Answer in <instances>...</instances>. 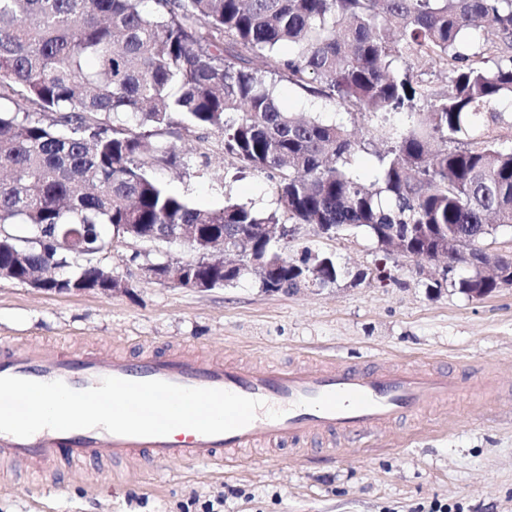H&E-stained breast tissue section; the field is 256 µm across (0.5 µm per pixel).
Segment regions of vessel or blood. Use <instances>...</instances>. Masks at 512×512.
Wrapping results in <instances>:
<instances>
[{"label":"vessel or blood","instance_id":"obj_1","mask_svg":"<svg viewBox=\"0 0 512 512\" xmlns=\"http://www.w3.org/2000/svg\"><path fill=\"white\" fill-rule=\"evenodd\" d=\"M0 377L60 380L77 391L99 386L106 377L160 380L186 388L221 389L265 403L250 424L217 435L184 428L165 436H130L101 427L66 432L43 429L27 438L0 433V457L38 470L62 454L87 464L104 456L116 461L142 458L156 464L176 458L219 468L236 462L238 453L249 448L297 444L312 437H363L445 401L449 394H481L480 386L431 369L365 367L341 361L325 368H257L185 348L135 358L105 357L91 350L74 353L3 339ZM271 407L281 410L280 418L268 417Z\"/></svg>","mask_w":512,"mask_h":512}]
</instances>
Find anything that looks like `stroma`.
<instances>
[{
  "label": "stroma",
  "instance_id": "stroma-1",
  "mask_svg": "<svg viewBox=\"0 0 512 512\" xmlns=\"http://www.w3.org/2000/svg\"><path fill=\"white\" fill-rule=\"evenodd\" d=\"M277 90L283 110L320 112L353 130L361 145L354 169L367 181L377 174L373 150L382 133L411 122L407 111L350 113L285 80ZM175 145L191 165L157 176L193 204L219 208L231 199L272 208L273 179L239 171L221 134L201 130ZM305 248L332 256L346 276L323 290L288 295L264 291L251 277L233 288H181L146 279L142 267L188 258L183 245L128 238L101 257L129 283L125 293L50 294L0 279V339L126 356L183 346L257 366L382 360L459 372L483 367L497 394L452 395L447 404L333 447L320 439L299 448L259 447L221 470L176 460L117 471L108 460L60 461L48 495L23 467L0 463V512H199V503L217 500L223 512H429L438 502L459 512H512V289L467 297L420 274L414 259L384 257L361 230L329 239L303 225L288 253ZM381 263L391 273L383 283L371 278Z\"/></svg>",
  "mask_w": 512,
  "mask_h": 512
}]
</instances>
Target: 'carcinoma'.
<instances>
[{"label":"carcinoma","instance_id":"carcinoma-1","mask_svg":"<svg viewBox=\"0 0 512 512\" xmlns=\"http://www.w3.org/2000/svg\"><path fill=\"white\" fill-rule=\"evenodd\" d=\"M412 55L444 61L451 91L414 80ZM280 79L362 116L408 109L414 121L384 134L367 184L351 131L282 110ZM509 94L512 0H0V266L24 284H103L113 231L192 227L264 259L259 286L287 293L307 280L265 224L374 239L394 228L418 257L490 238L512 230V148L480 119ZM201 129L223 135L239 170L277 174L275 210L197 207L156 178L181 164L156 136ZM454 262L451 287L492 292L465 257ZM247 275L205 256L195 267L215 288ZM309 276L326 288L341 271L331 259Z\"/></svg>","mask_w":512,"mask_h":512}]
</instances>
